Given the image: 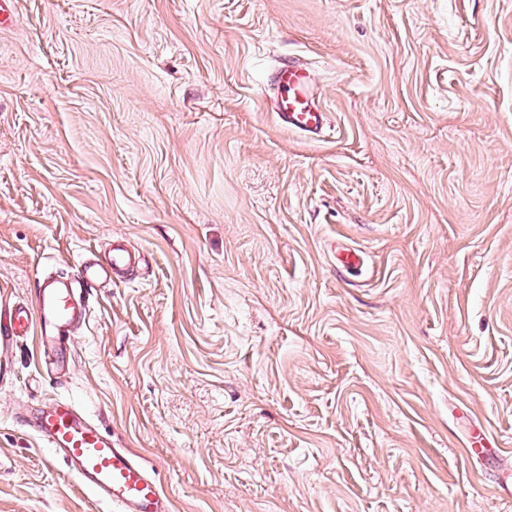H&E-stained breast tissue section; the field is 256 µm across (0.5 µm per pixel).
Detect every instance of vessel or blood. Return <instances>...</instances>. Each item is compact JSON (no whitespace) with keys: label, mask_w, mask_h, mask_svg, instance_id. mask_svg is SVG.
I'll use <instances>...</instances> for the list:
<instances>
[{"label":"vessel or blood","mask_w":512,"mask_h":512,"mask_svg":"<svg viewBox=\"0 0 512 512\" xmlns=\"http://www.w3.org/2000/svg\"><path fill=\"white\" fill-rule=\"evenodd\" d=\"M270 84L275 90L278 125L308 138L328 129L329 115L315 101L308 69L285 59L272 71ZM136 264L134 251L122 243L113 245V273L127 274ZM95 277L89 266L79 265L76 275L67 281L41 288L34 307L0 310V347L31 334L37 335L43 346L69 344L63 330L77 317L87 315L81 298ZM36 436L64 460L82 488L111 512H170V501L140 457L121 447L71 401L52 399L40 417Z\"/></svg>","instance_id":"1"}]
</instances>
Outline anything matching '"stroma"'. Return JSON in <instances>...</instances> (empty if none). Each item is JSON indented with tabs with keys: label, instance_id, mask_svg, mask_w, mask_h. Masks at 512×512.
<instances>
[{
	"label": "stroma",
	"instance_id": "1",
	"mask_svg": "<svg viewBox=\"0 0 512 512\" xmlns=\"http://www.w3.org/2000/svg\"><path fill=\"white\" fill-rule=\"evenodd\" d=\"M288 57L324 137L274 120ZM117 240L72 345L8 352L0 512H102L50 397L173 512H512V0H17L0 306ZM138 256L122 242L114 244L112 246V273L124 275L132 271L137 264Z\"/></svg>",
	"mask_w": 512,
	"mask_h": 512
}]
</instances>
